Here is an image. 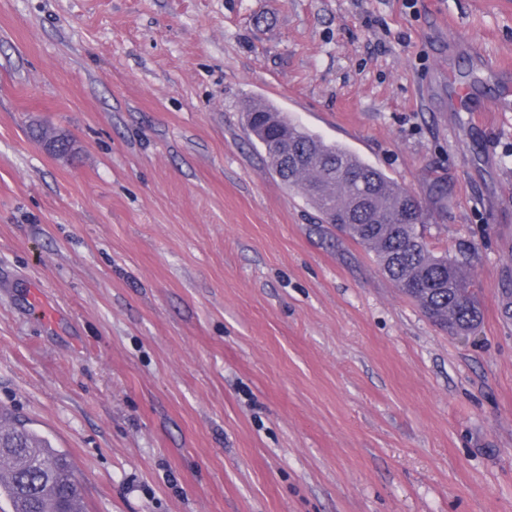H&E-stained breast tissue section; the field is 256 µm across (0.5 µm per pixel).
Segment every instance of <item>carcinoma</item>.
<instances>
[{
    "label": "carcinoma",
    "mask_w": 512,
    "mask_h": 512,
    "mask_svg": "<svg viewBox=\"0 0 512 512\" xmlns=\"http://www.w3.org/2000/svg\"><path fill=\"white\" fill-rule=\"evenodd\" d=\"M247 126L280 180L300 191L324 223L373 253L384 274L429 319L457 335L478 325L482 312L468 261L430 249L420 230L426 215L411 193L270 107H249ZM0 497L13 512H85L67 454L1 413Z\"/></svg>",
    "instance_id": "cac0c4a2"
}]
</instances>
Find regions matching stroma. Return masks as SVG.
Instances as JSON below:
<instances>
[{"instance_id": "obj_1", "label": "stroma", "mask_w": 512, "mask_h": 512, "mask_svg": "<svg viewBox=\"0 0 512 512\" xmlns=\"http://www.w3.org/2000/svg\"><path fill=\"white\" fill-rule=\"evenodd\" d=\"M252 103L471 253L472 334L279 180ZM509 290L512 0H0V411L85 512H512Z\"/></svg>"}]
</instances>
